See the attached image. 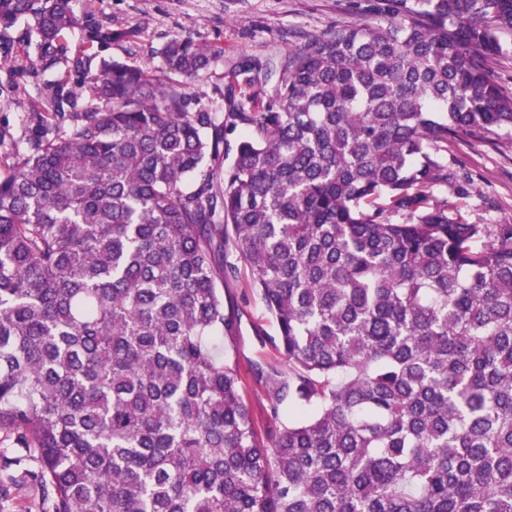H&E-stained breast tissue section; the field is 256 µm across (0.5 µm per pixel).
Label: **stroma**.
I'll return each instance as SVG.
<instances>
[{"instance_id": "1", "label": "stroma", "mask_w": 512, "mask_h": 512, "mask_svg": "<svg viewBox=\"0 0 512 512\" xmlns=\"http://www.w3.org/2000/svg\"><path fill=\"white\" fill-rule=\"evenodd\" d=\"M376 0H73L77 14H88L113 35L109 47L89 44L80 29L63 31L57 61L37 62L36 44L22 40V27L0 39V124L16 142L29 135L27 114L45 84L73 82L67 62L80 55L98 61L106 55L158 75L172 70L160 54L174 38H191L219 55L206 76L190 81L194 102L226 117L237 104L246 110L266 107L275 94L274 74L244 71L246 62H270L277 68L289 50L307 45L327 30L370 20ZM450 170L468 175L475 193L464 215L474 224H512V129L495 128L464 136L448 145ZM232 271L224 278V308L234 320L224 346L241 369L242 390L259 434L269 421L261 385L249 371L252 362L279 365L283 357L273 340L275 320L251 286L248 267L234 251L224 253ZM27 467L0 471V512H44Z\"/></svg>"}]
</instances>
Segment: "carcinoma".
<instances>
[{
    "instance_id": "1",
    "label": "carcinoma",
    "mask_w": 512,
    "mask_h": 512,
    "mask_svg": "<svg viewBox=\"0 0 512 512\" xmlns=\"http://www.w3.org/2000/svg\"><path fill=\"white\" fill-rule=\"evenodd\" d=\"M70 2L0 0V38L46 67L66 29L111 44ZM377 14L290 52L232 154L185 83L110 57L70 60L88 103L42 91L0 175V466L35 462L51 512H512V224L463 216L447 158L512 127V0ZM229 245L286 364L249 367L265 442L221 350ZM489 71L492 79L502 90L512 94V56L492 60Z\"/></svg>"
}]
</instances>
